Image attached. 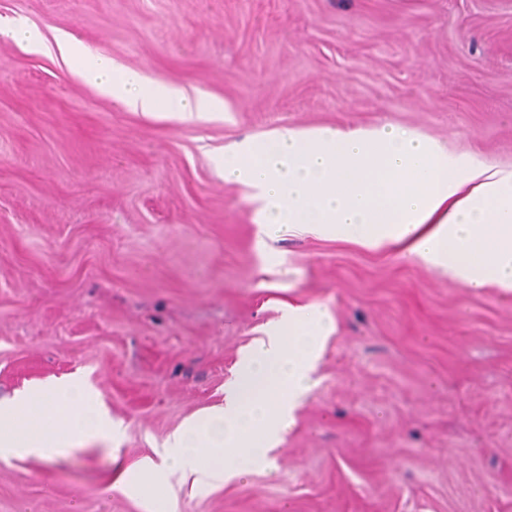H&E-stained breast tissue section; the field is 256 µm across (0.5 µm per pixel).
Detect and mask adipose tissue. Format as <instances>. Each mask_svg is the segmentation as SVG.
<instances>
[{
    "label": "adipose tissue",
    "mask_w": 512,
    "mask_h": 512,
    "mask_svg": "<svg viewBox=\"0 0 512 512\" xmlns=\"http://www.w3.org/2000/svg\"><path fill=\"white\" fill-rule=\"evenodd\" d=\"M61 53L103 94L148 115L184 120L221 111L219 102L113 64L68 36ZM224 181L246 189L266 236L301 230L368 247L394 245L470 289L512 293V169L449 152L423 133L378 125L281 128L224 154ZM333 329L316 304H288L240 359L222 405L195 414L166 438L157 460L123 486L162 488L173 471L226 481L257 467L295 424L317 384L322 343ZM118 424L77 377L36 385L0 401V459L54 461L115 442Z\"/></svg>",
    "instance_id": "adipose-tissue-1"
}]
</instances>
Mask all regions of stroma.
Returning <instances> with one entry per match:
<instances>
[{"mask_svg":"<svg viewBox=\"0 0 512 512\" xmlns=\"http://www.w3.org/2000/svg\"><path fill=\"white\" fill-rule=\"evenodd\" d=\"M17 19L44 46L0 41V397L79 376L121 435L0 459V512H512V293L268 238L215 165L279 127L386 122L512 168V0H0ZM64 33L227 110L129 111L72 73ZM289 302L336 329L276 470L122 489Z\"/></svg>","mask_w":512,"mask_h":512,"instance_id":"35a3bbf8","label":"stroma"}]
</instances>
